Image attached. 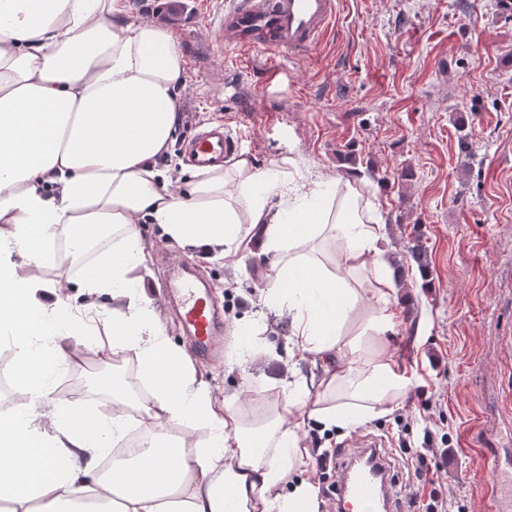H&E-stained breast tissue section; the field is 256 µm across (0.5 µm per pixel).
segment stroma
<instances>
[{"label":"stroma","instance_id":"stroma-1","mask_svg":"<svg viewBox=\"0 0 512 512\" xmlns=\"http://www.w3.org/2000/svg\"><path fill=\"white\" fill-rule=\"evenodd\" d=\"M225 2L129 0L131 20L169 28L183 50L181 122L193 129L226 121L258 170L279 168L298 184L314 171L368 173V185L380 189L372 203L390 260H408L417 237L427 249L431 281L406 270L387 335L399 367L413 376L411 390L392 413L354 432L314 426L310 436L322 449L353 433L385 437L393 449L403 440L433 449L434 486L448 512H492L485 496L492 467L482 451L512 440V9L501 0H341L333 31L305 59H283L269 86L253 71L256 55L244 50L227 54L228 75L198 69L196 47ZM405 169L411 180L401 179ZM140 231L153 256L150 293L172 345L189 342L167 302L164 273L190 264L226 323L263 326L266 349L229 373L223 360L196 361L199 377L219 395L241 388L253 399L269 395L289 375L279 354L289 321L256 302L265 257L208 262L171 244L157 225ZM110 372L142 391L129 359L111 370L99 361L60 370L53 395L61 397L67 381L71 403L111 402L90 385Z\"/></svg>","mask_w":512,"mask_h":512}]
</instances>
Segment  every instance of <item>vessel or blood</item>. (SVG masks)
I'll use <instances>...</instances> for the list:
<instances>
[{"mask_svg":"<svg viewBox=\"0 0 512 512\" xmlns=\"http://www.w3.org/2000/svg\"><path fill=\"white\" fill-rule=\"evenodd\" d=\"M340 0H231L211 30L209 42L200 44L196 54L206 71H223L224 51L249 49L266 55H286L297 59L312 50L339 12ZM237 148L223 123L195 130L181 145L186 163L204 170L223 164ZM175 300L173 311L188 335L196 355L203 360L224 351L225 338L220 326L222 310L208 289L198 287L185 276L170 283ZM356 453L368 456L371 467L354 468L345 464L336 484L337 504L349 505L352 512H400L395 478L377 441H356ZM495 463V479L489 496L494 512H512V461L503 459L497 449H484Z\"/></svg>","mask_w":512,"mask_h":512,"instance_id":"b4317fda","label":"vessel or blood"}]
</instances>
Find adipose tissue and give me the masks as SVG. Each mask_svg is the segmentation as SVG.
Returning <instances> with one entry per match:
<instances>
[{
	"instance_id": "1",
	"label": "adipose tissue",
	"mask_w": 512,
	"mask_h": 512,
	"mask_svg": "<svg viewBox=\"0 0 512 512\" xmlns=\"http://www.w3.org/2000/svg\"><path fill=\"white\" fill-rule=\"evenodd\" d=\"M129 11L128 0H0V340L18 349L22 393L0 415V504L313 512L307 424L356 427L412 386L386 342L395 313L382 227L355 171L287 186L241 156L173 186L156 161L176 130L183 54L168 29ZM283 186L287 201L272 203ZM142 221L207 260L266 257L258 301L290 318L291 377L270 398L217 397L171 347L147 288ZM74 283L87 303H70ZM103 329V361L134 356L146 385L112 392L136 422L50 396L52 374L81 364L72 338ZM134 424L138 456H109Z\"/></svg>"
}]
</instances>
